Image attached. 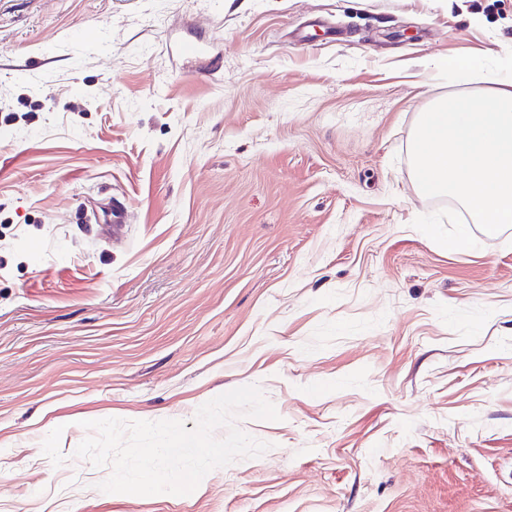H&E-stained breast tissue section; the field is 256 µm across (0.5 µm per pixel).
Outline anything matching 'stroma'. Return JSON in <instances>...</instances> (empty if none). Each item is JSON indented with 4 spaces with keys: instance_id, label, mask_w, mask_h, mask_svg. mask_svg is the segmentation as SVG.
Returning <instances> with one entry per match:
<instances>
[{
    "instance_id": "1",
    "label": "stroma",
    "mask_w": 512,
    "mask_h": 512,
    "mask_svg": "<svg viewBox=\"0 0 512 512\" xmlns=\"http://www.w3.org/2000/svg\"><path fill=\"white\" fill-rule=\"evenodd\" d=\"M511 49L512 0H0V512H512V228L440 248L410 160ZM253 384L191 494L74 455Z\"/></svg>"
}]
</instances>
